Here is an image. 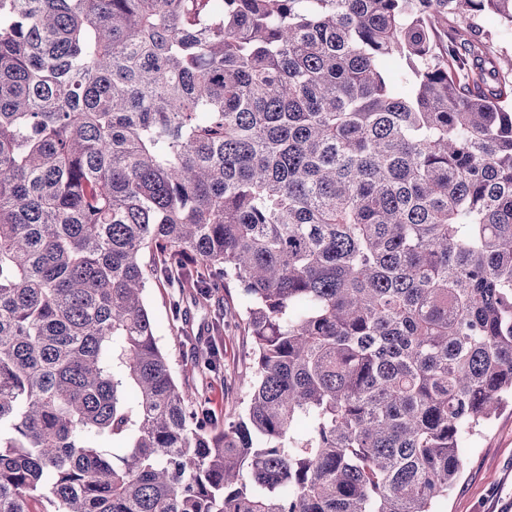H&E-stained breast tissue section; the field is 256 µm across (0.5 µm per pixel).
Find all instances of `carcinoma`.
<instances>
[{
	"mask_svg": "<svg viewBox=\"0 0 512 512\" xmlns=\"http://www.w3.org/2000/svg\"><path fill=\"white\" fill-rule=\"evenodd\" d=\"M0 0V512H443L512 405V0ZM240 285L211 417L144 297Z\"/></svg>",
	"mask_w": 512,
	"mask_h": 512,
	"instance_id": "cac0c4a2",
	"label": "carcinoma"
}]
</instances>
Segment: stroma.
I'll use <instances>...</instances> for the list:
<instances>
[{
	"label": "stroma",
	"instance_id": "1",
	"mask_svg": "<svg viewBox=\"0 0 512 512\" xmlns=\"http://www.w3.org/2000/svg\"><path fill=\"white\" fill-rule=\"evenodd\" d=\"M145 295L158 325V344L170 356L175 379L183 380L187 364L194 362V347L214 345L218 368L202 380L207 405L220 417L242 412L252 377V345L241 322L222 320L223 311L242 312L239 288L229 285L204 304L186 302L178 310L172 307L178 291L167 284H151ZM476 441L445 512H512V407Z\"/></svg>",
	"mask_w": 512,
	"mask_h": 512
}]
</instances>
